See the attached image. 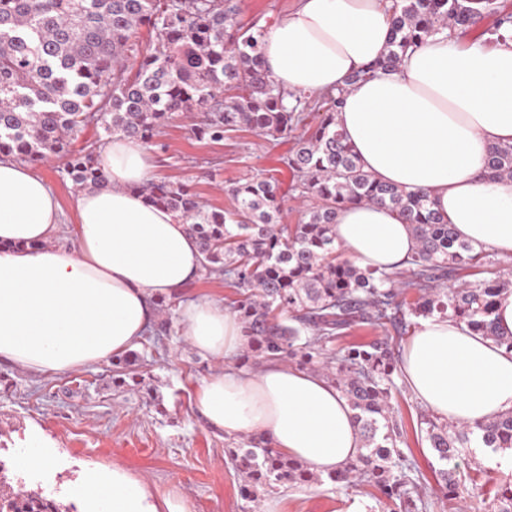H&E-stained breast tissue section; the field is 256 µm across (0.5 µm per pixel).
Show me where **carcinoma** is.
I'll return each instance as SVG.
<instances>
[{
    "label": "carcinoma",
    "instance_id": "1",
    "mask_svg": "<svg viewBox=\"0 0 512 512\" xmlns=\"http://www.w3.org/2000/svg\"><path fill=\"white\" fill-rule=\"evenodd\" d=\"M239 14L238 0H0V158L38 165L64 157L65 173L81 190L106 183L101 149L108 139L120 134L151 145L180 112L197 114L193 133L200 140L221 141L242 127L288 137L306 103L269 78L261 64L264 28L244 26ZM482 17L470 0H399L387 53L346 85L370 71L396 70L409 48ZM142 27L154 33L145 45L137 40ZM344 92L327 94L317 127L283 158L297 178L291 191L304 203L297 224L282 223L287 193L262 173L229 187L235 208L228 212L206 206L183 182L158 180L142 192L147 203L184 219L204 277H222L236 290L233 309L246 340L237 366L295 363L320 372L347 399L364 451L328 480L370 484L400 512H424L430 502L419 494L414 464L398 451L403 429L390 403L398 341L336 342L357 324L390 325L402 335L406 316L438 315L512 351V337L498 335L493 318L495 298L512 280L440 287L483 249L459 240L428 192H407L363 170L336 129ZM92 124L103 137L71 149ZM487 167L494 177L512 178V145L491 147ZM348 203L386 206L410 225L418 248L404 269H362L346 256L334 226ZM419 429L445 465L473 436L495 453L512 450V412L476 429L423 413ZM229 454L241 466V494L256 505L286 483L322 481L262 437H241ZM473 472L490 512H512V481L489 483L479 461ZM440 475L448 512H460L456 470ZM0 512H62V505L0 485Z\"/></svg>",
    "mask_w": 512,
    "mask_h": 512
}]
</instances>
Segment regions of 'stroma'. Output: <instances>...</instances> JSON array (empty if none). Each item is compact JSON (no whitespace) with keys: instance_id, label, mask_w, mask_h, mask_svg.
I'll return each instance as SVG.
<instances>
[{"instance_id":"1","label":"stroma","mask_w":512,"mask_h":512,"mask_svg":"<svg viewBox=\"0 0 512 512\" xmlns=\"http://www.w3.org/2000/svg\"><path fill=\"white\" fill-rule=\"evenodd\" d=\"M193 114L175 116L156 137L149 151L157 175L191 186L213 208L230 210L228 188L257 174H270L291 184L282 159L293 138L267 140L243 128L223 141L197 139ZM164 351L152 355L138 345L143 357L139 385L113 384V366L104 362L63 376H40L0 364V482L17 485L26 477L27 490L63 504L92 512L76 487L93 472L119 468L137 480L157 512H166L167 496L182 499L188 512H252L240 492V472L231 461L228 439L197 412L191 398L219 361L201 356L179 324L163 340ZM392 405L403 424L399 451L418 466L420 484L432 504L430 512H447L439 498L441 463L417 429L420 404L409 390L393 393ZM40 447L43 466L25 473L16 463L26 447ZM511 455L487 448H464L455 460L463 497L471 512H485L469 480L472 459H480L496 478H512ZM281 512H391L378 490L368 484L349 487L330 482L295 484L267 493Z\"/></svg>"}]
</instances>
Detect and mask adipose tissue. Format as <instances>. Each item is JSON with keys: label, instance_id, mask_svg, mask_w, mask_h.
<instances>
[{"label": "adipose tissue", "instance_id": "adipose-tissue-1", "mask_svg": "<svg viewBox=\"0 0 512 512\" xmlns=\"http://www.w3.org/2000/svg\"><path fill=\"white\" fill-rule=\"evenodd\" d=\"M394 0H298L262 39V66L290 92L346 87L336 126L364 170L408 191L425 190L459 239L512 257V179L489 177L494 145H512V31L488 46L447 33L408 50L396 71L352 86L390 37ZM107 184L76 196L74 224L48 182L20 161H0V363L64 375L137 346L152 299L200 277L202 255L181 217L149 205L154 180L146 148L121 135L101 151ZM336 239L363 269H392L416 248L389 208H342ZM68 233L71 245L58 244ZM178 323L196 351L224 361L194 405L226 436L253 434L282 455L327 475L363 448L353 412L311 370L230 366L243 348L239 318L222 301H181ZM402 377L416 400L448 423L485 424L512 411V351L445 318L420 320L402 345ZM79 496L100 512H153L120 471L89 475Z\"/></svg>", "mask_w": 512, "mask_h": 512}]
</instances>
